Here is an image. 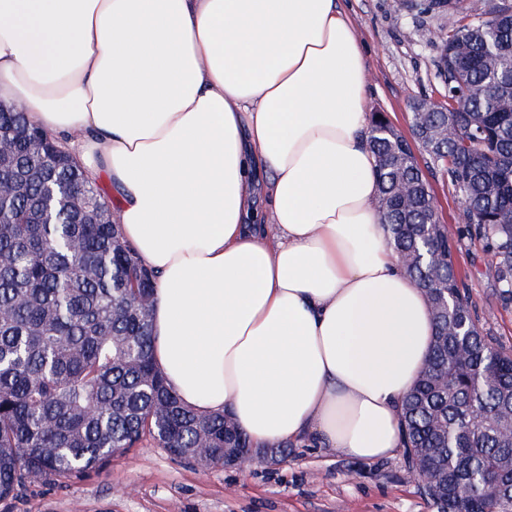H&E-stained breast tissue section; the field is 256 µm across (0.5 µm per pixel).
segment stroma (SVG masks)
Listing matches in <instances>:
<instances>
[{
	"label": "stroma",
	"mask_w": 512,
	"mask_h": 512,
	"mask_svg": "<svg viewBox=\"0 0 512 512\" xmlns=\"http://www.w3.org/2000/svg\"><path fill=\"white\" fill-rule=\"evenodd\" d=\"M354 22L366 68L364 110L384 113L410 135L411 104L438 96L435 47L423 31L439 27L433 18L415 19L404 0H339ZM425 168L438 214L451 234L456 268L463 278L479 326L512 351V300H504L487 278L491 255L483 243L465 237L461 205L429 155L416 150ZM0 512H432L407 479L404 450L364 462L315 440L294 444L286 462L245 470L202 468L172 456L153 441L115 455L102 470L66 485L36 482Z\"/></svg>",
	"instance_id": "1"
}]
</instances>
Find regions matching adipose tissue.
Returning a JSON list of instances; mask_svg holds the SVG:
<instances>
[{"label":"adipose tissue","instance_id":"obj_1","mask_svg":"<svg viewBox=\"0 0 512 512\" xmlns=\"http://www.w3.org/2000/svg\"><path fill=\"white\" fill-rule=\"evenodd\" d=\"M364 70L338 0H0V100L107 175L156 275L157 368L260 448L392 455L431 352L379 222Z\"/></svg>","mask_w":512,"mask_h":512}]
</instances>
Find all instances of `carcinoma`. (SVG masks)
Returning a JSON list of instances; mask_svg holds the SVG:
<instances>
[{
	"instance_id": "obj_1",
	"label": "carcinoma",
	"mask_w": 512,
	"mask_h": 512,
	"mask_svg": "<svg viewBox=\"0 0 512 512\" xmlns=\"http://www.w3.org/2000/svg\"><path fill=\"white\" fill-rule=\"evenodd\" d=\"M441 16L439 100L411 133L454 187L470 236L512 299V0H408ZM387 243L425 289L431 354L403 401L407 471L434 512H512V354L486 336L459 281L446 225L410 142L371 116ZM15 140L0 170V501L34 481L81 480L150 437L183 457L224 463L251 443L226 413L186 407L152 356L154 277L113 220L112 197L27 115L0 102ZM87 197L111 220L74 203ZM485 420L475 425L471 414Z\"/></svg>"
}]
</instances>
